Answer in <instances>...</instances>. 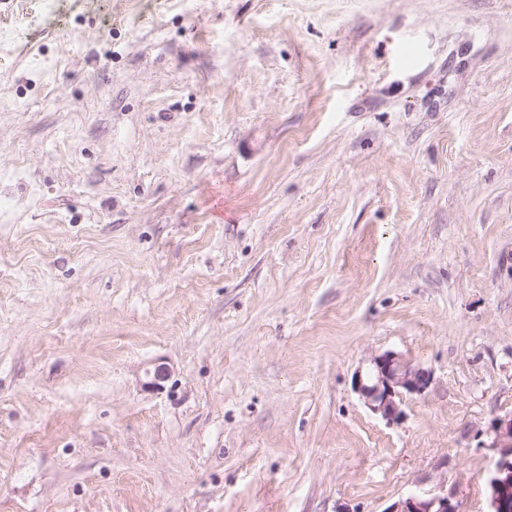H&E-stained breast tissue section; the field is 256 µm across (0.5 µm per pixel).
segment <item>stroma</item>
Returning <instances> with one entry per match:
<instances>
[{
  "mask_svg": "<svg viewBox=\"0 0 512 512\" xmlns=\"http://www.w3.org/2000/svg\"><path fill=\"white\" fill-rule=\"evenodd\" d=\"M0 28V512H487L512 0H0ZM385 352L430 375L392 422L354 387ZM388 512H459V505L448 495L414 494L392 505Z\"/></svg>",
  "mask_w": 512,
  "mask_h": 512,
  "instance_id": "obj_1",
  "label": "stroma"
}]
</instances>
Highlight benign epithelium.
<instances>
[{"mask_svg":"<svg viewBox=\"0 0 512 512\" xmlns=\"http://www.w3.org/2000/svg\"><path fill=\"white\" fill-rule=\"evenodd\" d=\"M428 382L427 372L413 368L396 353L386 352L371 359L367 373L357 378L355 385L374 413L393 420L400 414L402 394L419 393ZM503 434L511 443L503 447L489 481L488 512H512V418L505 423ZM388 512H459V505L446 496L414 494L392 505Z\"/></svg>","mask_w":512,"mask_h":512,"instance_id":"obj_1","label":"benign epithelium"}]
</instances>
